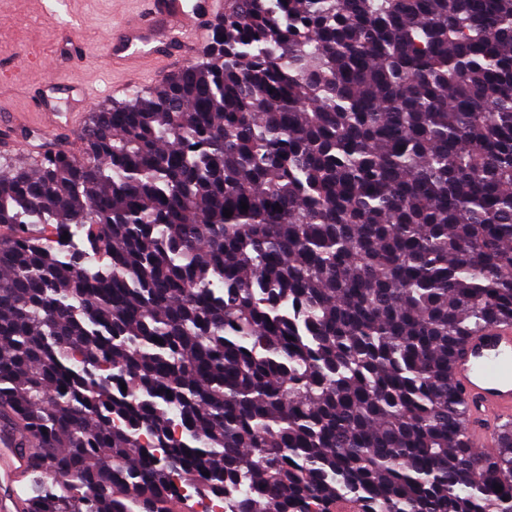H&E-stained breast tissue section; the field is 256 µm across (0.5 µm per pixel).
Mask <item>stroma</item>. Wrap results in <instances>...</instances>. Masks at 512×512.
I'll use <instances>...</instances> for the list:
<instances>
[{
  "label": "stroma",
  "mask_w": 512,
  "mask_h": 512,
  "mask_svg": "<svg viewBox=\"0 0 512 512\" xmlns=\"http://www.w3.org/2000/svg\"><path fill=\"white\" fill-rule=\"evenodd\" d=\"M140 7V0H63L58 13L49 16L41 0H0V67L11 71L9 81L0 84V113L12 115L15 133L29 142L23 152L0 150V162L30 167L44 152L38 100L46 72L33 65V58L54 61L61 80L91 89V112L112 100H125L131 90L154 86L150 77L136 80L102 61L104 33L124 12ZM114 86L119 89L115 95L110 92Z\"/></svg>",
  "instance_id": "obj_1"
}]
</instances>
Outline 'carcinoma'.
<instances>
[{"instance_id":"1","label":"carcinoma","mask_w":512,"mask_h":512,"mask_svg":"<svg viewBox=\"0 0 512 512\" xmlns=\"http://www.w3.org/2000/svg\"><path fill=\"white\" fill-rule=\"evenodd\" d=\"M0 226L27 512H512L449 370L512 322V0H227Z\"/></svg>"}]
</instances>
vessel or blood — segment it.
I'll list each match as a JSON object with an SVG mask.
<instances>
[{
    "instance_id": "vessel-or-blood-1",
    "label": "vessel or blood",
    "mask_w": 512,
    "mask_h": 512,
    "mask_svg": "<svg viewBox=\"0 0 512 512\" xmlns=\"http://www.w3.org/2000/svg\"><path fill=\"white\" fill-rule=\"evenodd\" d=\"M141 13L123 17L108 33L111 65L131 66L145 58L177 68L190 62L210 34L223 0H143ZM454 385L468 410L467 437L478 450L492 451L501 424L512 421V324L494 323L462 344L452 362ZM34 451L17 445L0 429V512H17L15 478L30 472Z\"/></svg>"
}]
</instances>
